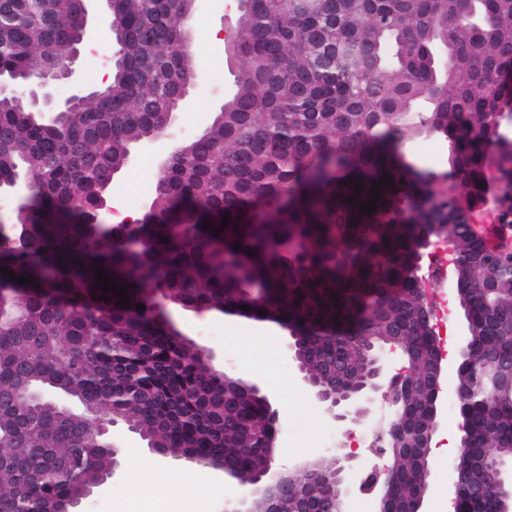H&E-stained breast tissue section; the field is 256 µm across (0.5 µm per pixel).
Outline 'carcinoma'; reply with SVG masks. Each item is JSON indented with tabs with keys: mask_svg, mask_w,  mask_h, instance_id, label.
<instances>
[{
	"mask_svg": "<svg viewBox=\"0 0 512 512\" xmlns=\"http://www.w3.org/2000/svg\"><path fill=\"white\" fill-rule=\"evenodd\" d=\"M194 3L112 0L123 27L122 42L110 43L123 66L92 106L46 122L0 99V185L19 176L31 184L0 219V239L19 224L27 233L22 247H0V267L39 284L0 273V392L13 393L21 373L28 381L20 413L0 415V448L19 460L0 470V512H46L95 485L120 452L101 430L113 419L134 420L165 450L203 448L246 479L265 465L274 428L266 408L157 322L156 294L192 311L260 319L263 310L297 337L308 371L337 359L348 363V383L365 376L349 340L399 334L412 390L400 433L385 426L377 438L396 462L394 501L410 512L428 463L424 391L435 360L411 262L427 233L448 239L471 282L460 298L469 394L457 410L482 492L465 488L460 512H500L483 458H512V399L506 374L494 389L480 377L488 355L512 356V274L497 241H475L464 225L481 204L512 225L503 195L512 136L492 124L496 114L512 122V0H358L334 22L322 0H249L237 30L246 69L209 126L158 171L140 250L130 252L125 227L103 223L99 205L133 150L169 128L170 75L190 91L199 81L187 39ZM80 27L74 0H12L0 14V72L43 70L48 44L69 45ZM324 42L335 43L334 69L315 66ZM421 137L448 145L459 188L403 160ZM373 187L381 196L367 215L356 203L372 200ZM261 202L274 213L256 212ZM99 269L127 287L129 306L98 288ZM33 448L77 452V470L35 466ZM333 465L328 456L317 480L299 482L310 499L322 498L318 477Z\"/></svg>",
	"mask_w": 512,
	"mask_h": 512,
	"instance_id": "carcinoma-1",
	"label": "carcinoma"
}]
</instances>
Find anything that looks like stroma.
<instances>
[{
  "mask_svg": "<svg viewBox=\"0 0 512 512\" xmlns=\"http://www.w3.org/2000/svg\"><path fill=\"white\" fill-rule=\"evenodd\" d=\"M240 11L225 6L224 0H197L192 37L199 51L194 61L196 71L205 79L206 88L196 89L189 106L175 115L178 137L186 138L202 132L219 111L225 93L245 69L242 59L230 57L222 43L208 39L212 30H219L223 40L233 32ZM107 27L97 23L94 42L99 48L80 52L77 66L83 85L98 89L101 69L112 54L105 38ZM157 156L139 147L133 160L112 181L109 202L122 203L126 211L144 216L155 191ZM163 308L173 327L193 345L211 354L219 370L239 376L255 370V380L277 411L281 428L276 439L274 466L276 469L303 477L314 469L338 441H346L358 464L370 466L375 462L370 442L384 422L380 406H373L363 422L353 427L349 436H341L335 423L323 412L318 402L301 380L298 370L288 363L287 345L291 335L280 324H273L275 349H268L261 337L244 338L242 328L249 318L232 314L196 313L171 303ZM112 441L120 448L118 467L104 485L94 489L83 500L82 512H128L131 503L150 498L149 487L134 491L136 474L155 467L172 469L180 481L175 494L164 498L165 512H185L195 505L196 512H224L248 491L247 486L225 477L222 470L202 466L186 459L162 457L148 448L139 434L126 425L111 429Z\"/></svg>",
  "mask_w": 512,
  "mask_h": 512,
  "instance_id": "35a3bbf8",
  "label": "stroma"
}]
</instances>
